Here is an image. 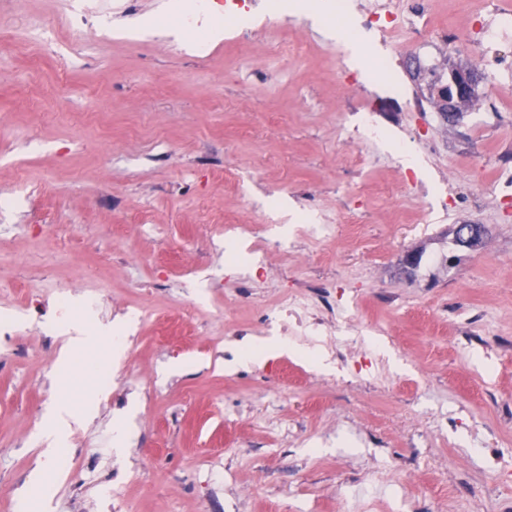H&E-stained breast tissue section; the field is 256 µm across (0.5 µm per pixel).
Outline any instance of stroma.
Returning a JSON list of instances; mask_svg holds the SVG:
<instances>
[{"label": "stroma", "mask_w": 512, "mask_h": 512, "mask_svg": "<svg viewBox=\"0 0 512 512\" xmlns=\"http://www.w3.org/2000/svg\"><path fill=\"white\" fill-rule=\"evenodd\" d=\"M187 2L85 0L120 30L89 43L71 0H0V512L43 468L52 512H512V204L493 192L512 36L481 35L512 0H388L436 36L371 29L356 48L332 37L328 0L196 51L134 26ZM455 67L479 83L447 116L433 101ZM353 76L359 93L340 91ZM303 217L331 234L301 240ZM236 224L272 239L260 272ZM461 224L484 227L476 246L455 243ZM311 283L349 301L340 346L380 348L382 378L266 328ZM90 287L98 326L127 320L122 351L50 459ZM268 341L283 351L250 360Z\"/></svg>", "instance_id": "obj_1"}]
</instances>
